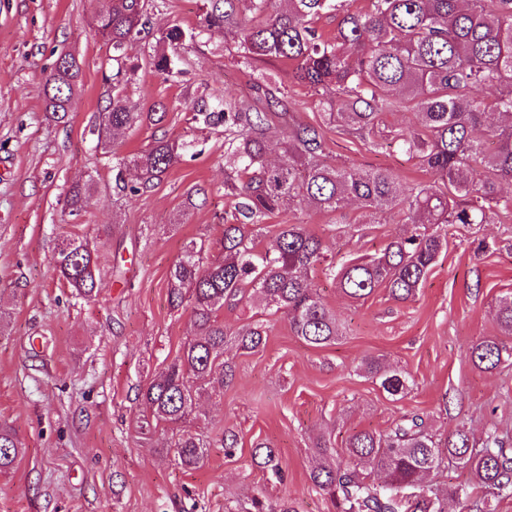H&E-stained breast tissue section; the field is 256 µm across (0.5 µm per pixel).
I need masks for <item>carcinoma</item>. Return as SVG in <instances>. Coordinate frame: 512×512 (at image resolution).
Wrapping results in <instances>:
<instances>
[{"instance_id":"carcinoma-1","label":"carcinoma","mask_w":512,"mask_h":512,"mask_svg":"<svg viewBox=\"0 0 512 512\" xmlns=\"http://www.w3.org/2000/svg\"><path fill=\"white\" fill-rule=\"evenodd\" d=\"M203 30L222 29L235 36L240 64L289 61L291 78L315 97L321 114L316 124L298 123L282 109L288 123V145L279 163L268 162L275 127L262 108L232 98L197 99L193 120L224 132V181L231 213L224 217L222 258L204 261L205 245L189 242L169 271L168 300L173 309L191 310L197 333L174 360L138 393L146 415L142 434L161 423L180 424L193 411L201 383L224 386L235 366L229 348L252 352L266 343L264 323L237 331L224 330L216 312L257 296L273 313L288 319L291 331L312 347L334 343L341 336L336 317L309 279L311 268L326 263L321 239L304 224H281L275 242L259 248L264 221L288 205L306 204L320 212H338L356 201L371 210L402 216L398 230L381 252L327 263L338 290L354 301L368 299L384 287L392 298H414L436 264L446 236L427 225L491 224L498 213L512 210L501 184L512 181V0H285L272 13V0H248L250 17L240 14L237 0H207ZM148 0H105L91 19L95 34L112 46V100L104 109L99 136L110 137L142 120V113L121 94L123 50L147 32ZM336 19L330 38L318 32L322 16ZM196 36L173 26L157 39L159 48L147 66L171 76L179 72L177 48ZM80 66L71 56L56 60L44 82L45 112L58 122L68 114ZM482 86L496 90L486 100ZM406 105L417 124L396 132L392 140L415 158L433 181L400 188L390 169L337 166L327 160L323 126L352 130L376 149V129L385 111ZM195 141L160 138L144 157L123 159L115 187L130 195L158 184L170 168L198 155ZM51 261L78 298L95 296L100 279L99 251L83 236L57 243ZM494 321L512 336V295L502 297ZM512 359V349L494 339L471 347L476 367L495 370ZM362 370L379 380L391 396L409 388V377L368 358ZM210 442L184 431L174 441L183 468L199 467ZM316 465L310 480L330 501L334 512H447L448 491L425 481L450 464L467 468L486 493L481 512H496L495 501L512 495V445L489 430L481 449L469 431L457 428L444 440L427 432L417 415L404 416L389 431L355 430L338 453L331 437L312 442ZM25 448L15 430L0 424V474L13 470ZM252 460L268 480L283 481L278 451L268 442L252 448ZM385 475L375 483L362 466ZM227 512H296L286 500L275 505L256 494L250 508Z\"/></svg>"}]
</instances>
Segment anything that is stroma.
Segmentation results:
<instances>
[{
    "mask_svg": "<svg viewBox=\"0 0 512 512\" xmlns=\"http://www.w3.org/2000/svg\"><path fill=\"white\" fill-rule=\"evenodd\" d=\"M204 0H155L149 31L128 44L141 61L123 82L139 111L165 106L162 121L116 133L97 145L101 113L112 95V49L91 29L102 0H0V422L13 427L26 451L0 476V512H224L254 494L290 501L296 512H333L309 473L312 440L320 433L343 445L356 429L384 431L402 415H420L443 439L466 427L475 440L487 428L512 442V365L486 372L469 360L471 346L501 337L492 309L512 294V213L494 224H451L447 245L415 298L401 302L386 289L356 302L344 297L322 266L310 279L343 337L316 348L294 336L283 314L257 302L225 307L230 331L262 321L271 331L264 348L236 356L232 382L200 391L184 427L160 425L152 438L138 432L140 387L170 363L194 333L190 314L168 303L169 270L189 241L204 243L208 259L221 254L224 212V137L192 121L198 96L252 100L254 77L225 46L231 35L201 32L181 52L183 72L163 77L143 61L159 33L197 27ZM81 66L64 122L44 114L43 77L59 55ZM273 93L294 118L316 123L314 98L293 83L288 61L262 62ZM198 140L204 152L176 163L151 191L127 196L114 185L117 159L144 155L159 138ZM331 163L389 168L403 184L428 183L429 173L397 148L369 150L356 136L325 130ZM91 183L83 209L70 212L73 183ZM303 224L318 235L328 259L341 263L380 250L398 216L349 206L327 214L294 208L268 219L261 246L273 244L281 223ZM351 233H340L341 225ZM100 246L101 287L76 299L51 254L66 235ZM381 358L414 384L391 397L360 369ZM208 436L203 466L176 465L180 429ZM239 436L234 456L220 444L224 430ZM278 448L283 483H266L252 465L255 441ZM448 489L469 487L448 512H476L481 490L468 470L430 475Z\"/></svg>",
    "mask_w": 512,
    "mask_h": 512,
    "instance_id": "stroma-1",
    "label": "stroma"
}]
</instances>
